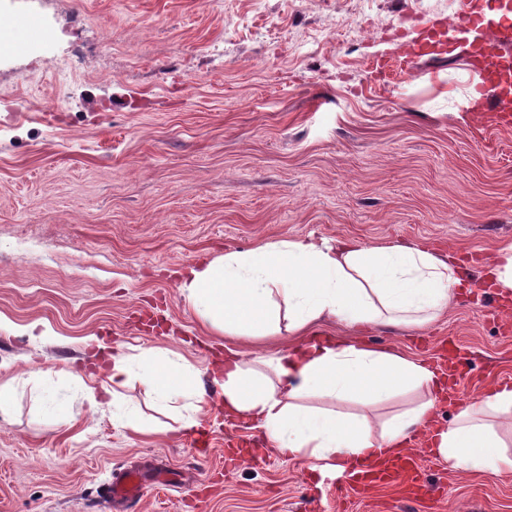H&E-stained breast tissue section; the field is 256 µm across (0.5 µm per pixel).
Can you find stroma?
Wrapping results in <instances>:
<instances>
[{
	"instance_id": "obj_1",
	"label": "stroma",
	"mask_w": 512,
	"mask_h": 512,
	"mask_svg": "<svg viewBox=\"0 0 512 512\" xmlns=\"http://www.w3.org/2000/svg\"><path fill=\"white\" fill-rule=\"evenodd\" d=\"M39 15L0 0V512H120L103 486L162 469L138 512H512V474L491 479L420 457L433 496L312 476L262 432L199 417L137 432L80 390L102 360L181 356L209 380L227 350L300 344L227 336L182 298L188 268L284 239L418 242L457 256L512 244V125L466 108L470 47L407 55L424 20L460 0H64ZM82 20L70 27L72 15ZM86 42L71 72L54 62ZM470 371L458 402L512 380V296L461 293L422 327L310 329Z\"/></svg>"
}]
</instances>
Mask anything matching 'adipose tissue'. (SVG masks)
<instances>
[{
    "label": "adipose tissue",
    "instance_id": "1",
    "mask_svg": "<svg viewBox=\"0 0 512 512\" xmlns=\"http://www.w3.org/2000/svg\"><path fill=\"white\" fill-rule=\"evenodd\" d=\"M461 270L449 255L422 244L364 246L286 239L256 249L228 251L190 268L180 292L199 320L230 336L300 333L319 321L353 328L388 323L420 327L441 316L456 300ZM264 370L234 352L213 374L221 387L224 413L261 429L271 452L304 457L311 469L350 472L405 450L432 430L434 453L455 471L490 477L512 473V386L485 391L458 405L442 428L434 414L444 383L429 366L393 351L364 344L298 346L264 358ZM160 402L181 398L188 415L202 411L205 392L187 361L146 350L116 354L90 407L100 394L118 395L131 382ZM413 392L417 402L382 427L367 417H345L305 405L310 396L380 403Z\"/></svg>",
    "mask_w": 512,
    "mask_h": 512
}]
</instances>
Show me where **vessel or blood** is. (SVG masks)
<instances>
[{
	"mask_svg": "<svg viewBox=\"0 0 512 512\" xmlns=\"http://www.w3.org/2000/svg\"><path fill=\"white\" fill-rule=\"evenodd\" d=\"M490 0H462L461 7L450 20L451 31L460 36L478 33L483 39L472 66L480 71L484 86V106L496 122H512V9L491 10ZM362 486L399 484L414 494L428 495L432 489L420 484L418 465L407 455L383 469L370 468L363 472ZM144 480L140 472L131 470L113 479L106 494L113 501L125 504L134 512L140 500Z\"/></svg>",
	"mask_w": 512,
	"mask_h": 512,
	"instance_id": "1",
	"label": "vessel or blood"
}]
</instances>
